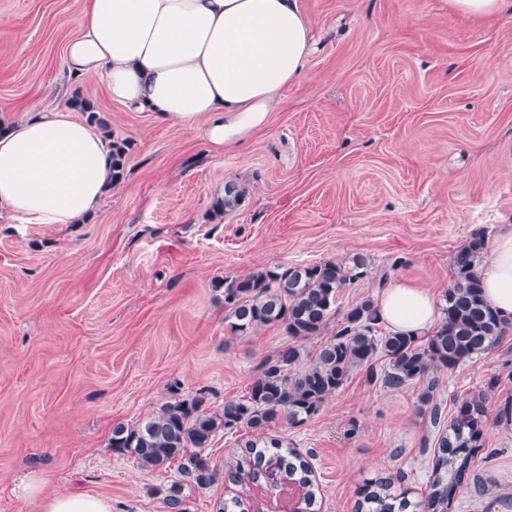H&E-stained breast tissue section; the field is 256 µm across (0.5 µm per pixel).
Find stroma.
<instances>
[{
	"mask_svg": "<svg viewBox=\"0 0 512 512\" xmlns=\"http://www.w3.org/2000/svg\"><path fill=\"white\" fill-rule=\"evenodd\" d=\"M317 36L307 75L263 128L213 151L178 124L127 108L62 66L83 0H0V105L67 109L89 100L130 142L124 180L82 224L0 215V512H42L15 488L41 473L49 494L88 491L111 512H165L176 468L110 447L116 423L204 394L220 409L292 339L265 326L224 331V286L265 266L366 257L308 354L341 314L391 279L443 296L472 237L512 225V0L490 17L451 0H300ZM247 196L209 212L226 183ZM452 417L480 392L488 422L449 512H512V329L437 373ZM422 384L392 389L354 372L302 425L273 428L307 455L320 512H357L372 477L425 494L434 439Z\"/></svg>",
	"mask_w": 512,
	"mask_h": 512,
	"instance_id": "1",
	"label": "stroma"
}]
</instances>
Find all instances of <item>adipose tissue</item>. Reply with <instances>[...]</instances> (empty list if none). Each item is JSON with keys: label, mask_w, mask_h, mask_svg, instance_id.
<instances>
[{"label": "adipose tissue", "mask_w": 512, "mask_h": 512, "mask_svg": "<svg viewBox=\"0 0 512 512\" xmlns=\"http://www.w3.org/2000/svg\"><path fill=\"white\" fill-rule=\"evenodd\" d=\"M79 33L64 51L68 72L102 80L113 101L158 113L224 150L264 126L313 52L299 0H85ZM112 151L94 127L61 109L42 110L0 132V209L23 224H80L109 190ZM485 299L512 319V226L480 271ZM377 304L393 332H428L441 319L433 293L402 280ZM19 494L43 496V481ZM44 512H111L87 492L43 496Z\"/></svg>", "instance_id": "obj_1"}]
</instances>
